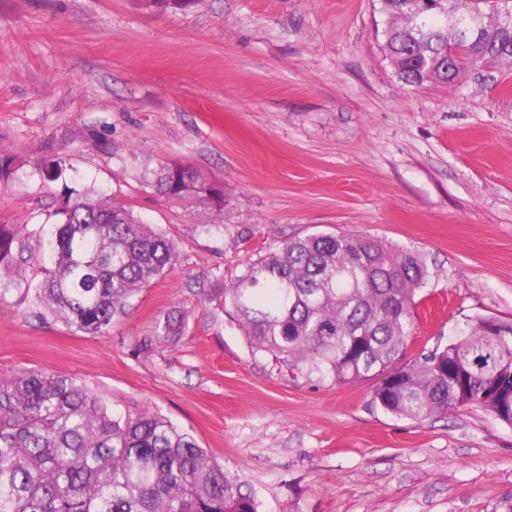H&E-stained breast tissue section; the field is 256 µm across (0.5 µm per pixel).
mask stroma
Here are the masks:
<instances>
[{"label": "stroma", "mask_w": 512, "mask_h": 512, "mask_svg": "<svg viewBox=\"0 0 512 512\" xmlns=\"http://www.w3.org/2000/svg\"><path fill=\"white\" fill-rule=\"evenodd\" d=\"M379 0H0V224L52 222L65 188L104 191L178 257L102 334L0 303V381L46 371L118 417L150 410L251 487L263 512H512V426L480 408L420 422L373 381L293 378L252 353L224 290L278 241L368 234L416 253L408 357L475 316L512 320V65L413 88ZM58 155L66 185L37 163ZM191 165L224 208L157 194ZM180 336H161L168 314Z\"/></svg>", "instance_id": "35a3bbf8"}]
</instances>
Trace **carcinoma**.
<instances>
[{"label": "carcinoma", "instance_id": "cac0c4a2", "mask_svg": "<svg viewBox=\"0 0 512 512\" xmlns=\"http://www.w3.org/2000/svg\"><path fill=\"white\" fill-rule=\"evenodd\" d=\"M384 48L409 86L448 84L512 64V0H380ZM60 182L56 220L22 235L0 224V302L34 294L87 334L127 314L177 258L164 233L108 198L74 193L60 156L35 169ZM157 190L224 208V186L164 167ZM40 261L43 278L26 275ZM428 272L413 252L367 235L315 233L246 264L225 299L255 353L303 377L374 379L372 404L413 421L478 407L512 426V321L478 317L448 343L405 359ZM252 491L193 436L145 411L111 415L81 382L44 371L0 385V512H259Z\"/></svg>", "mask_w": 512, "mask_h": 512}]
</instances>
